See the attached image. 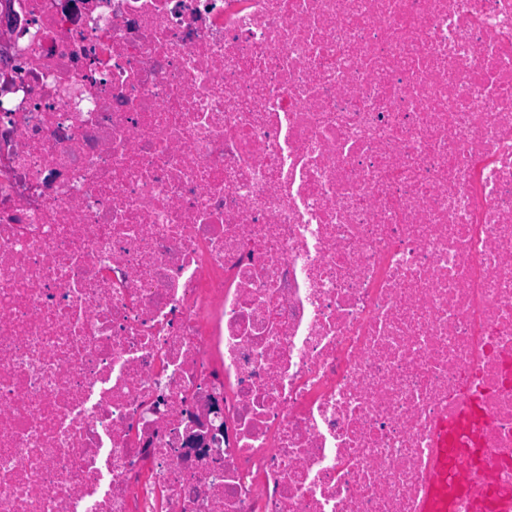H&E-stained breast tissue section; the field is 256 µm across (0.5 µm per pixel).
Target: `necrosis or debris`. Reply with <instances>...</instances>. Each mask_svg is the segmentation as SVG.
Wrapping results in <instances>:
<instances>
[{
    "mask_svg": "<svg viewBox=\"0 0 512 512\" xmlns=\"http://www.w3.org/2000/svg\"><path fill=\"white\" fill-rule=\"evenodd\" d=\"M11 8L0 512L512 504V0ZM455 441L456 431L454 429L448 431V425L446 424L441 436L442 448H439L446 477L448 476V468L455 471L465 465L467 460L465 454L459 452L458 448H454Z\"/></svg>",
    "mask_w": 512,
    "mask_h": 512,
    "instance_id": "necrosis-or-debris-1",
    "label": "necrosis or debris"
}]
</instances>
